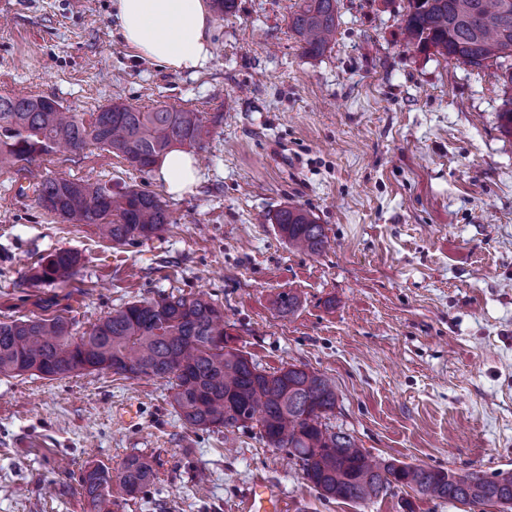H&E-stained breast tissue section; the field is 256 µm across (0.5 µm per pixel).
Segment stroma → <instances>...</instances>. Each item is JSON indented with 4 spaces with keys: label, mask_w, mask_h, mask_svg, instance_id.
Returning <instances> with one entry per match:
<instances>
[{
    "label": "stroma",
    "mask_w": 512,
    "mask_h": 512,
    "mask_svg": "<svg viewBox=\"0 0 512 512\" xmlns=\"http://www.w3.org/2000/svg\"><path fill=\"white\" fill-rule=\"evenodd\" d=\"M302 0H236L214 18L195 74L137 59L111 0H0V95H42L81 117L120 101L213 117L193 193L168 196L98 146L37 161L42 178L91 179L164 197L173 227L115 247L44 209L26 173L0 169V320L61 314L73 334L126 303L209 292L236 345L269 372L332 378L333 426L372 457L428 468L512 469V137L494 69L406 46L408 0H339L335 39L303 54ZM310 211L326 248H290L272 217ZM60 249L65 288L24 284ZM298 296L293 312L281 295ZM157 462L149 495L114 512H238L255 480L283 512H460L398 491L318 497L285 451L246 430L185 428L165 381L112 372L0 375V512H87L85 466Z\"/></svg>",
    "instance_id": "35a3bbf8"
}]
</instances>
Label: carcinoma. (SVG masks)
Listing matches in <instances>:
<instances>
[{
  "label": "carcinoma",
  "instance_id": "1",
  "mask_svg": "<svg viewBox=\"0 0 512 512\" xmlns=\"http://www.w3.org/2000/svg\"><path fill=\"white\" fill-rule=\"evenodd\" d=\"M338 0H304L289 26L308 57L323 55L336 35ZM406 44L434 50L448 60L498 71L503 103L500 131L512 136V0H409L403 19ZM202 112L157 106L143 111L122 102L86 121L58 101L0 95V167L32 172L42 154L64 145L75 152L93 143L142 171L169 151L200 148L208 134ZM42 206L69 224H95L115 246L148 240L170 224L165 205L152 192L88 180L44 179L36 184ZM288 245L317 254L326 235L313 215L287 206L273 217ZM77 251L60 249L25 274L32 286L66 284L79 271ZM224 312L205 291L190 296L128 303L75 336L60 314L0 321V375L35 371L49 379L77 372L166 381L183 425L232 433L242 420L259 428L271 448H285L304 478L325 500L366 502L407 487L416 494L458 503L467 512L486 504L512 508V471L425 468L390 459L374 460L356 439L330 423L337 403L335 383L323 374L290 365L273 373L259 369L232 346ZM153 460L139 454L112 469L95 464L78 478L89 512H112L114 497H135L155 481Z\"/></svg>",
  "mask_w": 512,
  "mask_h": 512
}]
</instances>
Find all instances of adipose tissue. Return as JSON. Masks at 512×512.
<instances>
[{
    "mask_svg": "<svg viewBox=\"0 0 512 512\" xmlns=\"http://www.w3.org/2000/svg\"><path fill=\"white\" fill-rule=\"evenodd\" d=\"M112 27L139 59L159 68L194 72L214 55V25L207 0H112ZM157 178L176 197L192 193L194 157L184 150L164 155Z\"/></svg>",
    "mask_w": 512,
    "mask_h": 512,
    "instance_id": "1",
    "label": "adipose tissue"
}]
</instances>
